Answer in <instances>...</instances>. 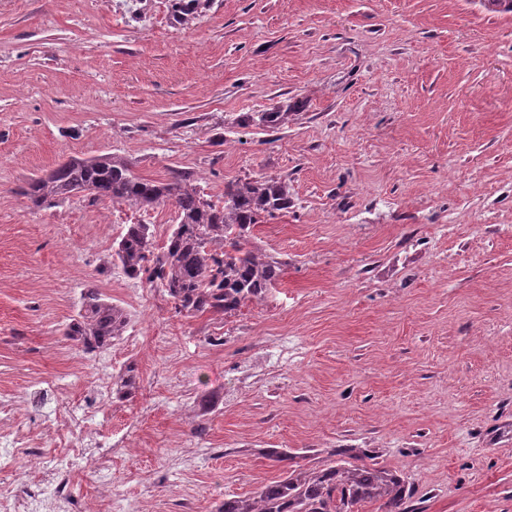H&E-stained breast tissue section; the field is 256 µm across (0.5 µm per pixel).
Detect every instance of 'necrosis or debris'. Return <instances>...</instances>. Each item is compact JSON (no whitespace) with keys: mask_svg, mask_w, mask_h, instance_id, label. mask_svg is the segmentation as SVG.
<instances>
[{"mask_svg":"<svg viewBox=\"0 0 512 512\" xmlns=\"http://www.w3.org/2000/svg\"><path fill=\"white\" fill-rule=\"evenodd\" d=\"M62 390L56 380L33 381L26 401L40 415L43 432L39 435L17 419L14 398L0 395V471H10L21 455L42 462L24 498H17L11 485L0 484V512H81L72 474L88 457L85 441L96 430L89 407L63 402ZM46 432L51 433V441L43 440Z\"/></svg>","mask_w":512,"mask_h":512,"instance_id":"4bbe7bcc","label":"necrosis or debris"}]
</instances>
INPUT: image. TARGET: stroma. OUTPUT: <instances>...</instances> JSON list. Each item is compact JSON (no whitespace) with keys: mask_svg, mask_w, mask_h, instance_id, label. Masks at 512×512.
I'll return each instance as SVG.
<instances>
[{"mask_svg":"<svg viewBox=\"0 0 512 512\" xmlns=\"http://www.w3.org/2000/svg\"><path fill=\"white\" fill-rule=\"evenodd\" d=\"M174 3L0 0V391L61 378L124 439L112 489L94 466L74 474L86 512L185 496L217 512L339 448L401 478L407 512H512V13ZM265 112L287 119L240 123ZM106 154L148 180L185 173L217 204L230 180L287 183L288 209L253 230L282 268L265 300L187 315L123 272L127 225L161 247L172 203L41 209L20 194ZM91 280L131 318L107 350L110 382L137 375L123 400L97 397L93 354L64 334Z\"/></svg>","mask_w":512,"mask_h":512,"instance_id":"obj_1","label":"stroma"}]
</instances>
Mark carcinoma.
<instances>
[{
  "label": "carcinoma",
  "mask_w": 512,
  "mask_h": 512,
  "mask_svg": "<svg viewBox=\"0 0 512 512\" xmlns=\"http://www.w3.org/2000/svg\"><path fill=\"white\" fill-rule=\"evenodd\" d=\"M271 128L285 120L281 112L255 119ZM85 192L94 200L108 199L152 208L175 203L178 224L160 252L152 251L150 227L131 224L117 243L116 256L130 278L148 274L161 286L175 308L188 314L230 317L249 302H260L278 281L281 263L255 243L254 227L265 217L288 209V185L274 179L229 181L224 204L204 199L200 190L175 174L166 182L137 177L122 157L102 155L74 159L22 188L37 206L54 207ZM129 314L103 298L94 283L85 285L78 318L66 335L93 351L104 349L127 330ZM121 397L137 389L133 368L119 376ZM402 480L390 471L370 466L334 465L321 470L294 469L282 480L265 484L247 497L224 499L218 512H350L363 502H384L387 512H401Z\"/></svg>",
  "instance_id": "1"
}]
</instances>
